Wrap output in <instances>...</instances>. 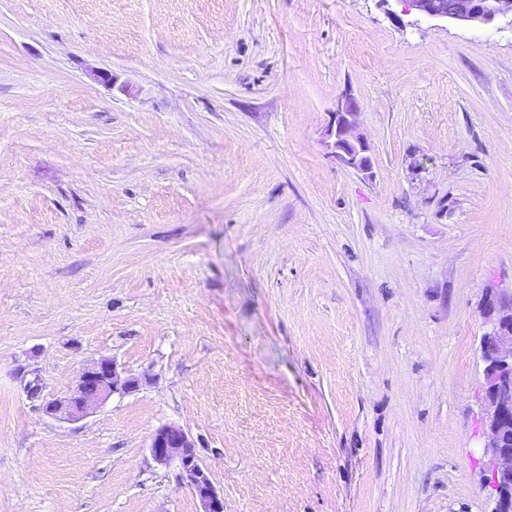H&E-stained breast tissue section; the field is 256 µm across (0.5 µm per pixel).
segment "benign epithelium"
<instances>
[{"mask_svg":"<svg viewBox=\"0 0 512 512\" xmlns=\"http://www.w3.org/2000/svg\"><path fill=\"white\" fill-rule=\"evenodd\" d=\"M428 19L487 24L498 17H512V0H406ZM360 105L346 93L328 129V147L344 166L362 172L372 169L369 146L354 134ZM482 316L487 328L479 340L483 363V402L487 411V440L483 456L493 467L496 507L494 512H512V292L486 294ZM141 378L127 374L115 360L102 359L84 368L73 393L46 403L45 413L60 421H75L116 393H132ZM150 451L164 467L178 470V480L201 505V512H224V498L214 487L207 467L196 452L194 441L182 428L166 425L152 435Z\"/></svg>","mask_w":512,"mask_h":512,"instance_id":"benign-epithelium-1","label":"benign epithelium"}]
</instances>
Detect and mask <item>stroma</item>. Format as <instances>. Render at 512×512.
Listing matches in <instances>:
<instances>
[{"instance_id":"1","label":"stroma","mask_w":512,"mask_h":512,"mask_svg":"<svg viewBox=\"0 0 512 512\" xmlns=\"http://www.w3.org/2000/svg\"><path fill=\"white\" fill-rule=\"evenodd\" d=\"M111 74V82L98 72ZM360 104L371 172L326 146ZM512 19L403 0H0V512H493ZM103 358L148 374L47 417ZM149 448L159 465L175 464L178 480L199 500L201 512H224V498L214 487L210 473L186 431L178 426H162L152 435Z\"/></svg>"}]
</instances>
